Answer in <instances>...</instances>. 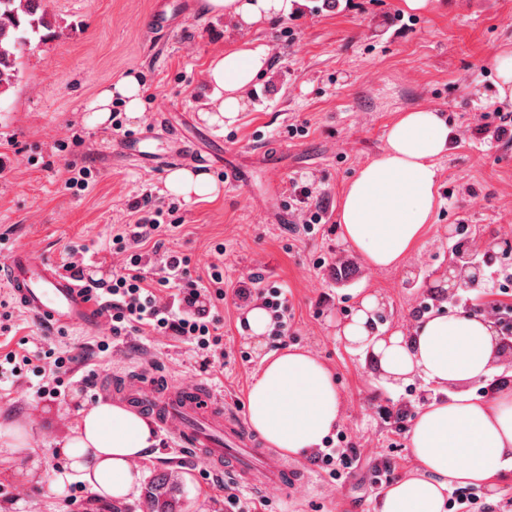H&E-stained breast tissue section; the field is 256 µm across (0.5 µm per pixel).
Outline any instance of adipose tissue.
I'll use <instances>...</instances> for the list:
<instances>
[{"instance_id":"adipose-tissue-1","label":"adipose tissue","mask_w":512,"mask_h":512,"mask_svg":"<svg viewBox=\"0 0 512 512\" xmlns=\"http://www.w3.org/2000/svg\"><path fill=\"white\" fill-rule=\"evenodd\" d=\"M202 11L249 30L287 14L290 0H200ZM268 50L245 43L216 55L207 80L211 101L201 116L223 126L242 109V93L265 70ZM125 101L130 118L142 115L141 87L127 75L102 89L86 106L87 125L111 122L114 97ZM448 148V123L430 108L402 112L389 124L380 154L364 164L345 186L338 223L343 237L372 268L409 266L436 207L437 160ZM167 188L185 198L215 199L222 187L208 172L177 169ZM383 299L362 297L339 336L354 350L367 351L380 377L389 383L420 376L450 389L447 401L423 404L409 430L416 464L384 493L380 512H446L448 491L456 485L495 486L512 473V388L490 398L466 392L502 362L494 324L480 313L425 315L412 327L384 332L377 325ZM251 427L272 447L291 456L306 455L344 421L343 398L330 369L309 352L268 353L247 392ZM153 428L137 413L97 402L77 413L71 433L59 441L71 479L101 497L136 494V468L154 444Z\"/></svg>"}]
</instances>
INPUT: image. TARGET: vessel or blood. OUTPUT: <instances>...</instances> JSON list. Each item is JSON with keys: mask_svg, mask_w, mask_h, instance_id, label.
I'll return each instance as SVG.
<instances>
[{"mask_svg": "<svg viewBox=\"0 0 512 512\" xmlns=\"http://www.w3.org/2000/svg\"><path fill=\"white\" fill-rule=\"evenodd\" d=\"M119 151L124 158L165 170L185 159L188 148L178 135H170L159 145L145 132L122 141ZM0 283L26 314L46 328L95 332L106 324V312L87 300L70 272L27 247H14L0 263ZM101 392L148 410L162 429L195 449L212 471L229 472L245 488L284 490L308 477L304 469L260 447L238 414L196 380L161 385L146 364L136 378L104 380Z\"/></svg>", "mask_w": 512, "mask_h": 512, "instance_id": "b4317fda", "label": "vessel or blood"}]
</instances>
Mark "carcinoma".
I'll list each match as a JSON object with an SVG mask.
<instances>
[{"label": "carcinoma", "instance_id": "carcinoma-1", "mask_svg": "<svg viewBox=\"0 0 512 512\" xmlns=\"http://www.w3.org/2000/svg\"><path fill=\"white\" fill-rule=\"evenodd\" d=\"M42 0H0V96L14 87L21 48L30 35L49 30L53 23L41 7ZM180 483L171 474H156L146 484V512H184L180 505Z\"/></svg>", "mask_w": 512, "mask_h": 512}]
</instances>
